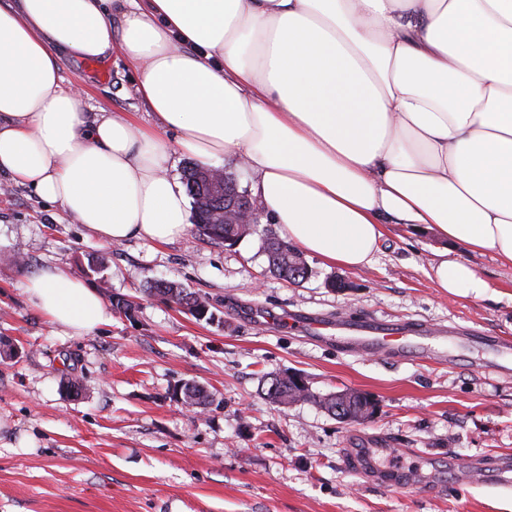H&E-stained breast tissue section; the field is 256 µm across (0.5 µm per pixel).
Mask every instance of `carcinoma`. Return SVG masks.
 I'll return each mask as SVG.
<instances>
[{"label": "carcinoma", "instance_id": "1", "mask_svg": "<svg viewBox=\"0 0 512 512\" xmlns=\"http://www.w3.org/2000/svg\"><path fill=\"white\" fill-rule=\"evenodd\" d=\"M206 172V166L199 163H192L184 170L187 191L193 199L194 226L199 235L208 241L231 247L244 237V233L239 225L224 223V200L211 193ZM292 250L293 247L276 234L266 237L264 241L269 271L287 282L299 284L307 278L308 269L293 267L298 255L292 253ZM144 292L167 304L176 305L183 312L196 311L194 318L198 320L205 317L214 319V314L210 313L209 299L190 292L179 284L155 281ZM178 393L181 394L182 404L187 407L204 408L212 402L206 389L195 383L186 382L174 387L171 398H176ZM266 396L274 404H288L313 398L309 390H299L288 385L286 376L272 377Z\"/></svg>", "mask_w": 512, "mask_h": 512}]
</instances>
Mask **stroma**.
<instances>
[{
  "instance_id": "35a3bbf8",
  "label": "stroma",
  "mask_w": 512,
  "mask_h": 512,
  "mask_svg": "<svg viewBox=\"0 0 512 512\" xmlns=\"http://www.w3.org/2000/svg\"><path fill=\"white\" fill-rule=\"evenodd\" d=\"M92 105L152 117L136 74L112 61L61 60ZM258 224L232 247L194 228L160 244L113 245L103 274L88 266L102 241L59 205L29 189L0 193V339L20 354L0 363V512H512V490L478 487L459 465L512 454V374L482 370L484 353L452 347L450 362L344 355L303 337L288 314H363L389 322L459 325L512 338V269L469 255L489 283L481 298L436 288L430 265L444 246L432 231L390 224L373 267L306 257L308 277L291 284L268 270ZM21 251L23 264L5 256ZM57 267L98 293L131 297L90 336L50 323L24 284ZM348 285L330 288L336 277ZM154 280L205 295L215 321L196 320L147 296ZM301 375L311 399L269 402V377ZM76 379L79 392L67 389ZM206 387L213 402L188 408L175 386ZM366 393L373 417L344 421L321 399ZM348 448H390L382 466L411 483L365 484Z\"/></svg>"
}]
</instances>
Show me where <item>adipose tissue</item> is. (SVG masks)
<instances>
[{
  "label": "adipose tissue",
  "mask_w": 512,
  "mask_h": 512,
  "mask_svg": "<svg viewBox=\"0 0 512 512\" xmlns=\"http://www.w3.org/2000/svg\"><path fill=\"white\" fill-rule=\"evenodd\" d=\"M65 54L122 59L154 124L85 109ZM173 145L249 170L326 264L372 266L385 225L412 224L512 267V0H0V178L102 242L166 243L189 224ZM430 277L489 288L444 251ZM25 291L74 335L112 321L62 269Z\"/></svg>",
  "instance_id": "obj_1"
}]
</instances>
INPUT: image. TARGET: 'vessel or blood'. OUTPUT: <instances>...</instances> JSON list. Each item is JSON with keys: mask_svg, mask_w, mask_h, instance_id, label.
<instances>
[{"mask_svg": "<svg viewBox=\"0 0 512 512\" xmlns=\"http://www.w3.org/2000/svg\"><path fill=\"white\" fill-rule=\"evenodd\" d=\"M307 332L327 331L329 342L345 354L381 353L394 359L418 356L423 359L443 358L442 347L447 343L478 344L490 350L512 355V339L505 336H485L479 330L455 325L430 327L422 324L391 323L368 316L357 320L336 318L322 320L304 313L292 317ZM376 449L353 448L347 454L349 468L373 484L394 485L399 481L396 471L381 468L375 456ZM465 480L475 484H488L502 489L512 487V456H490L462 472Z\"/></svg>", "mask_w": 512, "mask_h": 512, "instance_id": "1", "label": "vessel or blood"}]
</instances>
